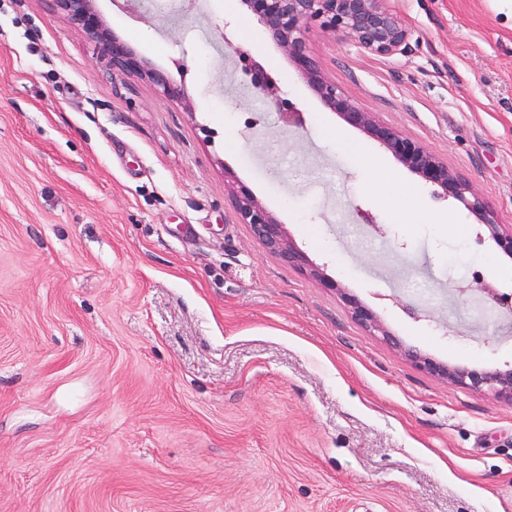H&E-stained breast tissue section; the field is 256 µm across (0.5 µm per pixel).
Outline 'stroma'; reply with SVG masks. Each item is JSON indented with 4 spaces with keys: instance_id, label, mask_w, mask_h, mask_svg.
<instances>
[{
    "instance_id": "1",
    "label": "stroma",
    "mask_w": 512,
    "mask_h": 512,
    "mask_svg": "<svg viewBox=\"0 0 512 512\" xmlns=\"http://www.w3.org/2000/svg\"><path fill=\"white\" fill-rule=\"evenodd\" d=\"M389 6L405 53L314 32L322 70L512 225V0ZM97 8L194 109L113 75L52 0H0V512H512V401L370 335L265 252L229 183L403 346L452 365L512 362V318L470 317L467 291L476 270L512 283V259L326 111L238 0L143 20ZM233 43L303 127L249 95ZM387 181L416 223L384 204ZM360 209L381 233L357 235ZM379 192L386 201L392 203V208L397 210L403 223L413 224L411 221H414L416 217V205L414 198L409 193L393 185L384 186Z\"/></svg>"
}]
</instances>
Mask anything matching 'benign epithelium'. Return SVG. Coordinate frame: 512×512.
<instances>
[{"label": "benign epithelium", "instance_id": "7a95c632", "mask_svg": "<svg viewBox=\"0 0 512 512\" xmlns=\"http://www.w3.org/2000/svg\"><path fill=\"white\" fill-rule=\"evenodd\" d=\"M78 31L94 43L99 59L115 75L136 77L155 86L168 102L193 111L183 86L167 71L137 53L132 44L102 18L94 0H53ZM245 14L262 29L267 41L279 49L298 69L322 106L340 115L343 121L379 142L393 158L414 173L424 184L435 188L441 198H451L477 219L475 242H493L496 250L512 257V225L504 224L485 197L468 180L448 166L419 139L376 118L351 102L336 80L326 75L310 47L309 35L316 31L346 40L363 52L389 57L403 52L411 32L400 16L387 6V0H241ZM233 51L242 64L248 89L268 108L278 112L285 124L300 125V109L283 96L277 80L263 64L240 47ZM230 197L238 223L247 224L265 251L295 267L322 287L337 293L352 319L373 335L381 336L403 352L414 366L448 384L474 393L490 392L512 400V365L485 369L457 367L438 362L414 349H406L389 332L379 316L333 280L320 268L308 263L288 237L284 225L245 184L234 181ZM472 287L485 293L493 303L512 307V290L505 292L489 283L483 274H472Z\"/></svg>", "mask_w": 512, "mask_h": 512}]
</instances>
